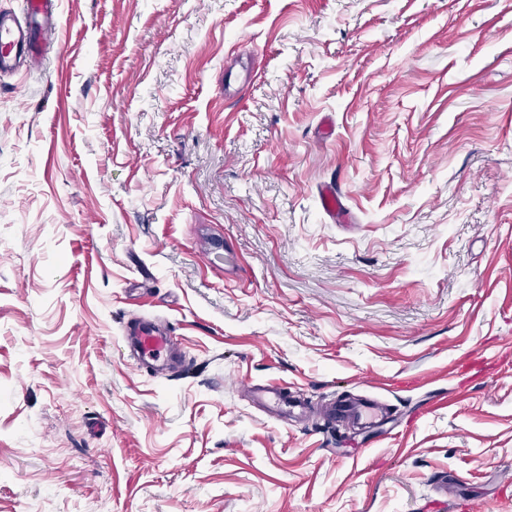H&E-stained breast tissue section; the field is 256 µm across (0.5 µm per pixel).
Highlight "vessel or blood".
Instances as JSON below:
<instances>
[{
    "label": "vessel or blood",
    "mask_w": 512,
    "mask_h": 512,
    "mask_svg": "<svg viewBox=\"0 0 512 512\" xmlns=\"http://www.w3.org/2000/svg\"><path fill=\"white\" fill-rule=\"evenodd\" d=\"M25 5L24 18L0 15V71L36 65L41 61L45 49L53 45L58 37L61 25L58 0H25ZM319 196L328 217L340 215L342 202L335 182L325 183ZM126 335L136 368H153L157 363L167 364L178 357L168 333L156 325L141 321L131 323L127 326ZM256 395L279 416H290L296 410L295 404L289 402L279 386H263L257 389ZM319 414L328 421L342 418L351 425L363 426L384 418L388 410L377 401L361 398L337 406L322 407Z\"/></svg>",
    "instance_id": "b4317fda"
}]
</instances>
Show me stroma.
<instances>
[{"label":"stroma","instance_id":"1","mask_svg":"<svg viewBox=\"0 0 512 512\" xmlns=\"http://www.w3.org/2000/svg\"><path fill=\"white\" fill-rule=\"evenodd\" d=\"M59 11L0 74V512H512V0ZM321 206L324 213L331 219H336L341 214L342 202L335 182L325 183L319 193ZM126 335L131 345L133 365L137 369L163 370L178 358L171 337L156 325L137 321L127 325ZM159 361L162 364L157 365ZM256 395L267 408L281 417L288 418L291 413H295L296 409H298V414L303 411V406L288 401V397L278 385H266L257 388ZM388 412V409L379 402L361 398L346 401L338 406L322 407L319 410V415L328 421L342 418L353 426H363L371 424L377 419H383Z\"/></svg>","mask_w":512,"mask_h":512}]
</instances>
